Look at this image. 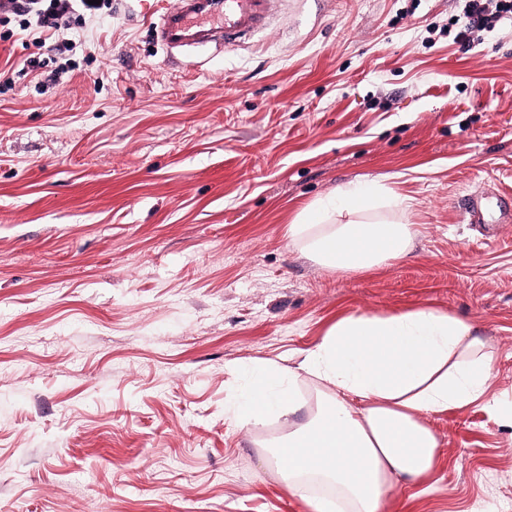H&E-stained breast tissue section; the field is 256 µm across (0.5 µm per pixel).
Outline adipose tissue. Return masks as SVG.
<instances>
[{
  "instance_id": "adipose-tissue-1",
  "label": "adipose tissue",
  "mask_w": 512,
  "mask_h": 512,
  "mask_svg": "<svg viewBox=\"0 0 512 512\" xmlns=\"http://www.w3.org/2000/svg\"><path fill=\"white\" fill-rule=\"evenodd\" d=\"M410 207L350 184L303 209L289 237L325 270L364 271L407 254ZM492 361L475 325L454 315L344 316L295 365L247 367L251 383L228 418L238 428L280 421L271 464L309 512H380L394 490L434 473L441 439L427 415L484 397Z\"/></svg>"
}]
</instances>
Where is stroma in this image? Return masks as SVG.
<instances>
[{
	"label": "stroma",
	"mask_w": 512,
	"mask_h": 512,
	"mask_svg": "<svg viewBox=\"0 0 512 512\" xmlns=\"http://www.w3.org/2000/svg\"><path fill=\"white\" fill-rule=\"evenodd\" d=\"M176 4L0 40V512H308L259 446L277 425L226 415L244 367L422 308L472 320L496 378L429 416L431 488L382 512H512V223L465 212L512 207V19L465 52L466 0H277L170 57ZM367 181L413 198L409 254L322 270L289 224ZM466 212L469 216L470 224H503L512 221V215L507 214L506 217H500L493 219L489 215V210L484 203V197L482 194H473L467 198L466 201Z\"/></svg>",
	"instance_id": "stroma-1"
}]
</instances>
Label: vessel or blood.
<instances>
[{"label": "vessel or blood", "mask_w": 512, "mask_h": 512, "mask_svg": "<svg viewBox=\"0 0 512 512\" xmlns=\"http://www.w3.org/2000/svg\"><path fill=\"white\" fill-rule=\"evenodd\" d=\"M272 0H180L177 8L163 14L160 38L168 46L184 45L211 33L235 48L239 39L253 31L271 12Z\"/></svg>", "instance_id": "1"}]
</instances>
